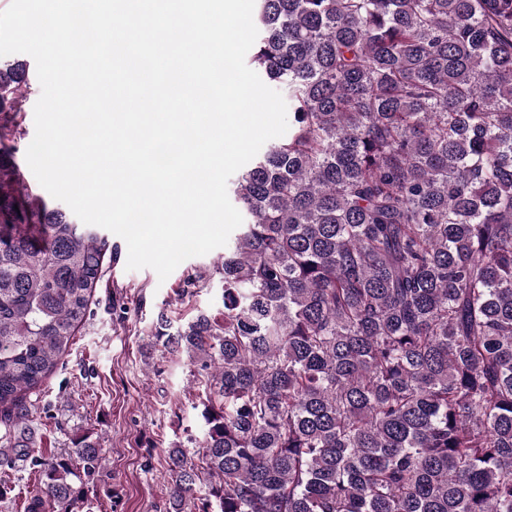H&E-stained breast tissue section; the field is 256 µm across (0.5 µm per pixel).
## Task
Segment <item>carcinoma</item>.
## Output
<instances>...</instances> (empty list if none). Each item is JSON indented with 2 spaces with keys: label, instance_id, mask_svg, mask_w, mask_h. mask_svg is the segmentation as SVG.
<instances>
[{
  "label": "carcinoma",
  "instance_id": "cac0c4a2",
  "mask_svg": "<svg viewBox=\"0 0 512 512\" xmlns=\"http://www.w3.org/2000/svg\"><path fill=\"white\" fill-rule=\"evenodd\" d=\"M247 65L288 134L233 183L223 309L165 336L202 437L160 512H512V0H255ZM26 65L0 67V112ZM0 125V468L79 512L85 432L32 455L25 396L87 321L110 249L49 210Z\"/></svg>",
  "mask_w": 512,
  "mask_h": 512
}]
</instances>
